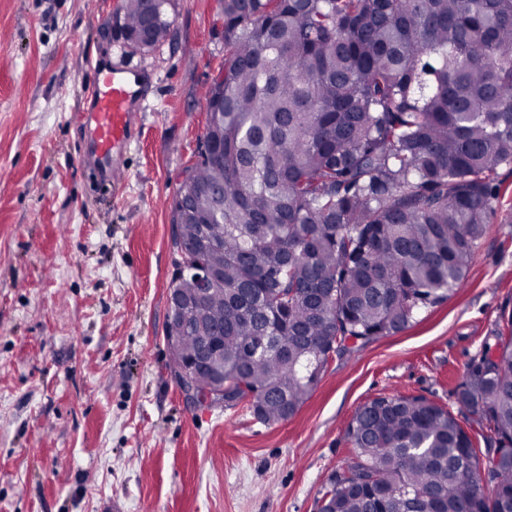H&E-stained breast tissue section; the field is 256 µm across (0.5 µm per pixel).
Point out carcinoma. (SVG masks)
<instances>
[{"instance_id":"1","label":"carcinoma","mask_w":512,"mask_h":512,"mask_svg":"<svg viewBox=\"0 0 512 512\" xmlns=\"http://www.w3.org/2000/svg\"><path fill=\"white\" fill-rule=\"evenodd\" d=\"M123 10L142 26L143 0ZM222 14V154L200 151L172 243L224 282L165 335L176 378L198 337L223 336L224 406L276 424L331 354L461 286L512 163V0H223ZM171 283L196 296L191 277ZM502 320L454 392L485 449L441 405L375 397L347 426L326 512H512V310ZM487 462L489 492L474 478Z\"/></svg>"}]
</instances>
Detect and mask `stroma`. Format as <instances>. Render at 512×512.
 Listing matches in <instances>:
<instances>
[{"label": "stroma", "instance_id": "1", "mask_svg": "<svg viewBox=\"0 0 512 512\" xmlns=\"http://www.w3.org/2000/svg\"><path fill=\"white\" fill-rule=\"evenodd\" d=\"M122 0H0V512H316L356 410L454 391L512 309V164L463 284L399 333L330 357L288 421L187 402L164 338L173 199L224 66L221 0H172L151 52ZM125 62L151 92L113 189L85 149L89 70Z\"/></svg>", "mask_w": 512, "mask_h": 512}]
</instances>
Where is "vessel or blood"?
<instances>
[{
  "label": "vessel or blood",
  "mask_w": 512,
  "mask_h": 512,
  "mask_svg": "<svg viewBox=\"0 0 512 512\" xmlns=\"http://www.w3.org/2000/svg\"><path fill=\"white\" fill-rule=\"evenodd\" d=\"M89 103L81 114L89 127L100 165H116L138 134L137 117L145 101L142 81L127 65L90 71Z\"/></svg>",
  "instance_id": "vessel-or-blood-1"
}]
</instances>
